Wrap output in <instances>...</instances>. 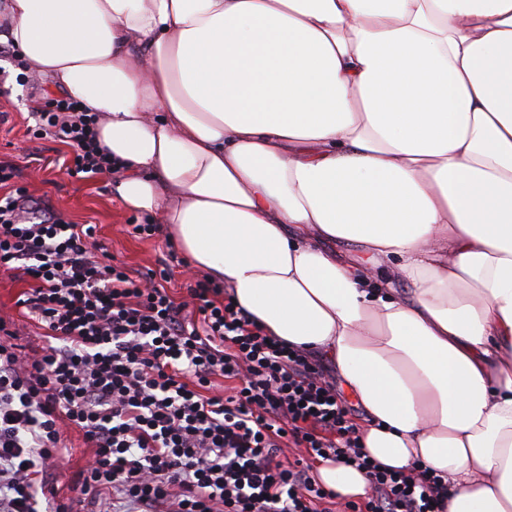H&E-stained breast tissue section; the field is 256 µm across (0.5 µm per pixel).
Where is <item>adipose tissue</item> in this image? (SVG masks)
<instances>
[{
	"label": "adipose tissue",
	"instance_id": "adipose-tissue-1",
	"mask_svg": "<svg viewBox=\"0 0 512 512\" xmlns=\"http://www.w3.org/2000/svg\"><path fill=\"white\" fill-rule=\"evenodd\" d=\"M1 42L98 113L129 211L335 365L372 458L512 512V0H9Z\"/></svg>",
	"mask_w": 512,
	"mask_h": 512
}]
</instances>
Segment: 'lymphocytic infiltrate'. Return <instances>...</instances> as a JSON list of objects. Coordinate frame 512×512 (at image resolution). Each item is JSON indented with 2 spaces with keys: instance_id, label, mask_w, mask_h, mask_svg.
Listing matches in <instances>:
<instances>
[{
  "instance_id": "f902f5d3",
  "label": "lymphocytic infiltrate",
  "mask_w": 512,
  "mask_h": 512,
  "mask_svg": "<svg viewBox=\"0 0 512 512\" xmlns=\"http://www.w3.org/2000/svg\"><path fill=\"white\" fill-rule=\"evenodd\" d=\"M31 117L27 134L73 148L67 175L114 173L88 106L64 96ZM17 175L0 160V270L31 281L18 304L46 334L28 352L0 330V512H40L53 495L64 424L92 450L70 481L85 512H332L320 459L369 483L340 512H444L448 476L367 455L318 361L265 334L222 283L203 276L175 298L168 268L115 263L96 225L31 221Z\"/></svg>"
}]
</instances>
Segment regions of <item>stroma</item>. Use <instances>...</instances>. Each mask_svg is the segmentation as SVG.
I'll list each match as a JSON object with an SVG mask.
<instances>
[{"label": "stroma", "instance_id": "1", "mask_svg": "<svg viewBox=\"0 0 512 512\" xmlns=\"http://www.w3.org/2000/svg\"><path fill=\"white\" fill-rule=\"evenodd\" d=\"M49 92L44 80L32 72L26 85L14 86L10 98L0 100V111L10 114L8 124L0 125V160L19 159L21 173L15 183L28 189L33 199V219L39 221L54 212L74 224L96 225L100 238L116 261L143 272L158 269L161 260H169L174 245L162 234L152 239H138L128 234V225L142 223L143 218L128 211L115 196L111 177L83 181L68 176L60 171L59 161L70 156L71 147L51 140L27 138L26 117L31 106L34 101L44 100ZM27 287L25 281L0 274V320L17 331L20 345L35 348L42 344V329L17 304ZM61 436L66 451L58 462L56 501L65 504L72 496L69 479L86 465L91 450L75 429L62 427Z\"/></svg>", "mask_w": 512, "mask_h": 512}]
</instances>
